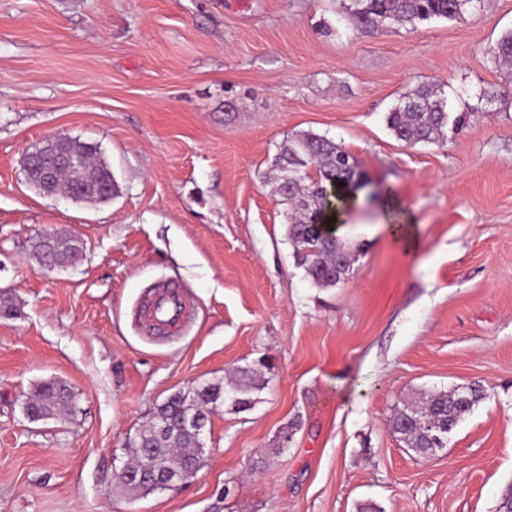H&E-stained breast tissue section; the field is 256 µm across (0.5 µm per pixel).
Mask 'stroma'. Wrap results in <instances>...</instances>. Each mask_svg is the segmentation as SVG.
Wrapping results in <instances>:
<instances>
[{
	"label": "stroma",
	"instance_id": "35a3bbf8",
	"mask_svg": "<svg viewBox=\"0 0 512 512\" xmlns=\"http://www.w3.org/2000/svg\"><path fill=\"white\" fill-rule=\"evenodd\" d=\"M350 0H0V512H498L512 486V71L488 50L512 0L338 36ZM436 86L463 127L408 144L386 117ZM493 88L494 101L480 92ZM312 131L359 165L347 282L315 286L271 162ZM97 143L118 194L45 197L26 150ZM409 238L395 234V225ZM77 234L47 271L39 235ZM193 302L185 335L142 332L149 286ZM254 371L211 416L196 476L113 493L155 407ZM71 415L28 421L47 379ZM482 385L436 455L391 421L420 393ZM32 250L41 264L55 260L63 266L76 263L84 251V243L74 234L49 236L35 239Z\"/></svg>",
	"mask_w": 512,
	"mask_h": 512
}]
</instances>
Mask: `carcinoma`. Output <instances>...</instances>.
Returning <instances> with one entry per match:
<instances>
[{
    "label": "carcinoma",
    "mask_w": 512,
    "mask_h": 512,
    "mask_svg": "<svg viewBox=\"0 0 512 512\" xmlns=\"http://www.w3.org/2000/svg\"><path fill=\"white\" fill-rule=\"evenodd\" d=\"M480 0H351L348 7L346 33L354 34L383 26L387 23L414 26L432 18L448 20L459 17L467 9L475 8ZM493 63L512 66V31L503 35L489 50ZM463 115L451 116L447 100L431 85H420L403 95L388 112L387 126L393 135L406 143H437L444 139V130L452 120L460 123ZM79 159L77 168L56 170L54 189L69 193L77 179L117 187L108 163L94 143L72 141ZM274 185L282 202L287 205L288 237L295 255L311 281L328 288L348 280L353 272L350 257L354 250L341 244V254L317 248L318 236L312 221L325 210L326 197L319 187L336 184V200L343 201L358 167L356 158L339 147L332 139L312 132L288 137L273 160ZM39 262L55 260L60 265L76 262L84 251V243L74 234L42 237L32 243ZM258 389L252 374L240 371L233 387L226 390L214 384L205 385L193 395L178 393L167 399L158 410L160 419L150 424L128 441L126 451L132 458L127 468L141 470L146 464L155 467L176 468L197 448L198 438L183 429L191 416L203 420L225 402L238 411L253 403L251 394ZM76 395L65 383L48 380L41 383L25 405V414L41 420L68 414L75 406ZM483 398V390L476 386L452 391L432 392L414 404H405L393 417L392 428L406 446L416 454H428L434 445L426 436L420 420L431 419L442 428L441 437L448 435ZM116 490L125 495L151 493L149 474L142 481L131 482L126 473L119 474Z\"/></svg>",
    "instance_id": "carcinoma-1"
}]
</instances>
